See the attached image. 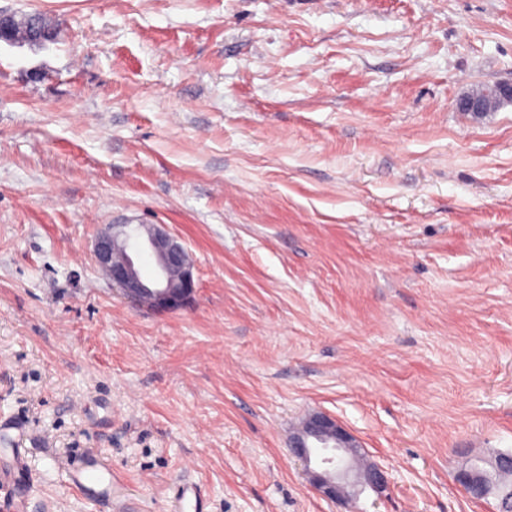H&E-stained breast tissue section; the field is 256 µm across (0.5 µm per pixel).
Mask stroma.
<instances>
[{
	"mask_svg": "<svg viewBox=\"0 0 512 512\" xmlns=\"http://www.w3.org/2000/svg\"><path fill=\"white\" fill-rule=\"evenodd\" d=\"M0 423L31 512H496L467 458L512 451V0H0ZM164 224L196 293L159 313L92 258ZM337 418L389 477L334 503L289 440ZM11 24L16 41L26 42L32 46H38L35 42V35L38 31H45L55 35V27L41 14L26 15L19 20L8 14H0V44H12ZM504 102H512L511 83L496 84L491 91H484V96L465 93L457 99L456 106L462 112L481 115L483 112H490L491 103L500 105ZM57 467L66 474L69 484L99 503L112 506V488L117 477L107 459L97 454H85L78 460L60 459ZM458 483L464 493L472 499L481 500L488 497L491 492L486 476L471 465L459 472ZM175 500L176 512H204L201 494L193 483L184 484Z\"/></svg>",
	"mask_w": 512,
	"mask_h": 512,
	"instance_id": "obj_1",
	"label": "stroma"
}]
</instances>
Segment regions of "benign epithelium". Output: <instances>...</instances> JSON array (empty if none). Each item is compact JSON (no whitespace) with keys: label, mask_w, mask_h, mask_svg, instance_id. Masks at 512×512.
Returning a JSON list of instances; mask_svg holds the SVG:
<instances>
[{"label":"benign epithelium","mask_w":512,"mask_h":512,"mask_svg":"<svg viewBox=\"0 0 512 512\" xmlns=\"http://www.w3.org/2000/svg\"><path fill=\"white\" fill-rule=\"evenodd\" d=\"M512 102V84L499 83L484 95L465 93L457 99L462 112L481 115L490 111L491 104ZM141 240L154 258V271L145 274L131 253L130 235L115 228L100 233L93 245L97 267L112 281L122 296L132 303L157 312L177 311L194 299L196 283L193 265L185 262L186 249L181 241L162 224L143 226ZM123 261H115V255ZM360 442L329 414L316 413L293 435L290 448L306 467L313 487L322 496L342 501L349 490L366 485L381 491L389 484L387 471L373 464L364 469L355 465ZM458 483L472 499L489 496L491 487L486 476L469 465L458 474Z\"/></svg>","instance_id":"obj_1"}]
</instances>
